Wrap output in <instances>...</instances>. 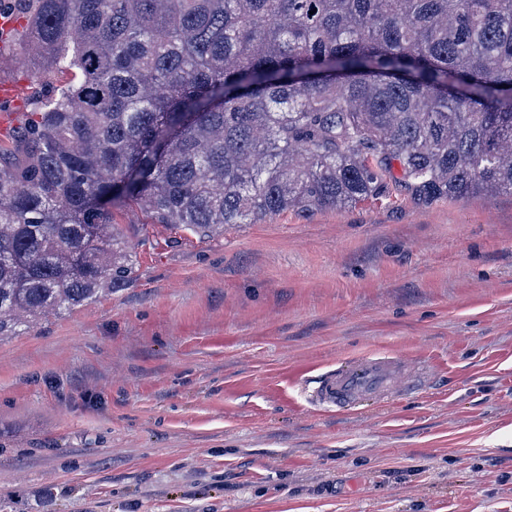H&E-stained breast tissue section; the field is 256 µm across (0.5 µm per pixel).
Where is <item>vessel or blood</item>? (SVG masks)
Returning a JSON list of instances; mask_svg holds the SVG:
<instances>
[{"label":"vessel or blood","mask_w":512,"mask_h":512,"mask_svg":"<svg viewBox=\"0 0 512 512\" xmlns=\"http://www.w3.org/2000/svg\"><path fill=\"white\" fill-rule=\"evenodd\" d=\"M424 379L422 367L403 356L369 353L313 379L308 400L325 411L347 413L367 400L381 403L418 390Z\"/></svg>","instance_id":"obj_1"}]
</instances>
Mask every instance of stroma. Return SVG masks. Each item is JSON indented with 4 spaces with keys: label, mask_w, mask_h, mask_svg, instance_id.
<instances>
[{
    "label": "stroma",
    "mask_w": 512,
    "mask_h": 512,
    "mask_svg": "<svg viewBox=\"0 0 512 512\" xmlns=\"http://www.w3.org/2000/svg\"><path fill=\"white\" fill-rule=\"evenodd\" d=\"M113 218L128 280L0 341V512H512V194ZM370 352L425 387L307 403Z\"/></svg>",
    "instance_id": "1"
}]
</instances>
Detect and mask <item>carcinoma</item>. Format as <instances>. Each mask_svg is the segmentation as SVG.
<instances>
[{"label": "carcinoma", "instance_id": "1", "mask_svg": "<svg viewBox=\"0 0 512 512\" xmlns=\"http://www.w3.org/2000/svg\"><path fill=\"white\" fill-rule=\"evenodd\" d=\"M62 76L0 138V340L112 293V207L208 235L512 192V0H0ZM399 173H394V167Z\"/></svg>", "mask_w": 512, "mask_h": 512}]
</instances>
